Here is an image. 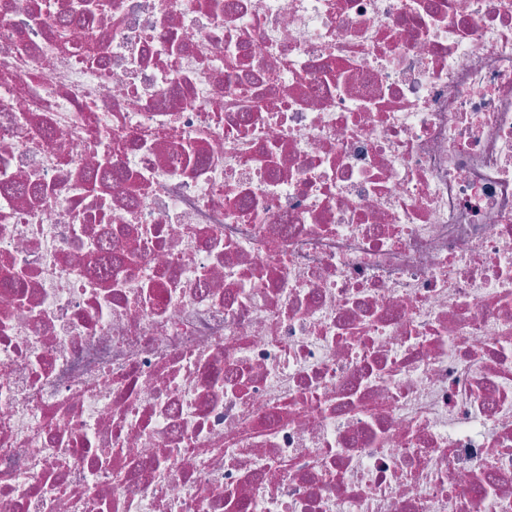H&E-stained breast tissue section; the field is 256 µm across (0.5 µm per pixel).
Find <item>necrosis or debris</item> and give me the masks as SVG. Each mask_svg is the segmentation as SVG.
Instances as JSON below:
<instances>
[{
    "mask_svg": "<svg viewBox=\"0 0 512 512\" xmlns=\"http://www.w3.org/2000/svg\"><path fill=\"white\" fill-rule=\"evenodd\" d=\"M0 512H512V0H0Z\"/></svg>",
    "mask_w": 512,
    "mask_h": 512,
    "instance_id": "4bbe7bcc",
    "label": "necrosis or debris"
}]
</instances>
